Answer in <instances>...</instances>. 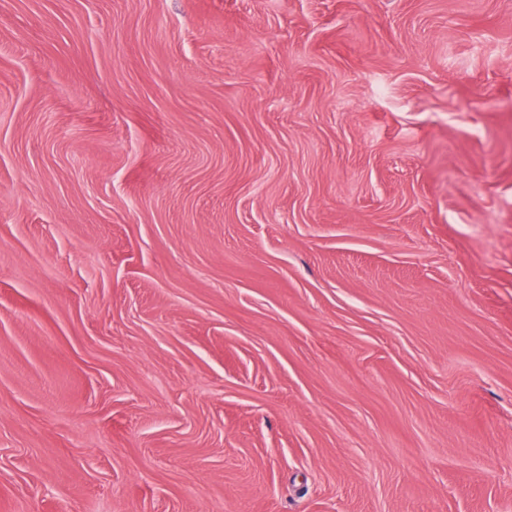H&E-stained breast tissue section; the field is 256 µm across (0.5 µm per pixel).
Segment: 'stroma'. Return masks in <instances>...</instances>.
<instances>
[{"mask_svg":"<svg viewBox=\"0 0 512 512\" xmlns=\"http://www.w3.org/2000/svg\"><path fill=\"white\" fill-rule=\"evenodd\" d=\"M0 512H512V0H0Z\"/></svg>","mask_w":512,"mask_h":512,"instance_id":"obj_1","label":"stroma"}]
</instances>
